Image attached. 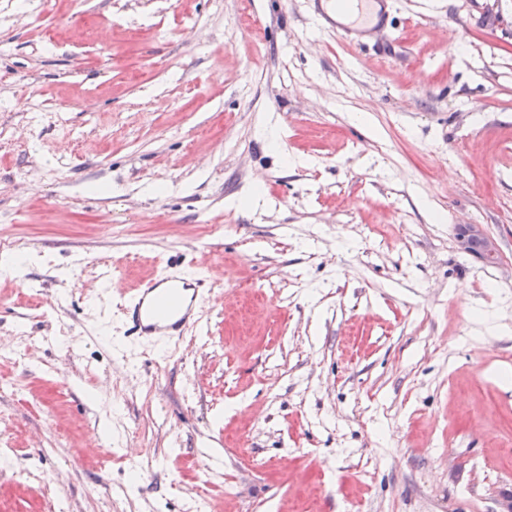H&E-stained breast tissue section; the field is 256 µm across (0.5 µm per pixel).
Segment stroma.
<instances>
[{"label": "stroma", "mask_w": 512, "mask_h": 512, "mask_svg": "<svg viewBox=\"0 0 512 512\" xmlns=\"http://www.w3.org/2000/svg\"><path fill=\"white\" fill-rule=\"evenodd\" d=\"M390 18L0 0V512H506L512 0ZM169 260L208 330L131 342ZM350 10L336 14V32H343L357 44L371 31L380 28L386 14L388 0H343ZM458 242L462 250L468 253H477L475 243H479L482 259L496 260L498 258V249L494 240L479 229L476 224L459 225Z\"/></svg>", "instance_id": "1"}]
</instances>
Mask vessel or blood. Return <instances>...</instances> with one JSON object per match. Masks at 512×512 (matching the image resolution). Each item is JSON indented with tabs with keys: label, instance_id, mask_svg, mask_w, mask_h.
Instances as JSON below:
<instances>
[{
	"label": "vessel or blood",
	"instance_id": "vessel-or-blood-1",
	"mask_svg": "<svg viewBox=\"0 0 512 512\" xmlns=\"http://www.w3.org/2000/svg\"><path fill=\"white\" fill-rule=\"evenodd\" d=\"M349 11L336 17L337 31L353 42H361L380 28L386 0H346ZM210 287L207 279L178 262L167 263L164 271L129 291L122 310L130 339L167 342L183 338L199 323L198 313Z\"/></svg>",
	"mask_w": 512,
	"mask_h": 512
}]
</instances>
